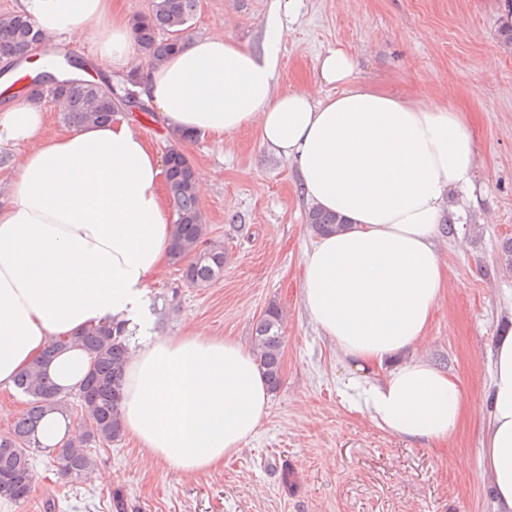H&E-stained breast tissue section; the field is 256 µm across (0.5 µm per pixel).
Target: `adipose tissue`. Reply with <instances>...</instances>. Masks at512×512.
<instances>
[{
  "label": "adipose tissue",
  "instance_id": "obj_1",
  "mask_svg": "<svg viewBox=\"0 0 512 512\" xmlns=\"http://www.w3.org/2000/svg\"><path fill=\"white\" fill-rule=\"evenodd\" d=\"M18 11L50 37L93 39L112 72H129L138 47L112 0H18ZM283 37L268 24L257 51L221 33H184L134 90L175 138L254 128L295 167L305 202L343 218L304 253V310L356 370L348 385L378 426L446 445L466 415L464 394L416 348L446 289L438 236L451 192L475 175V134L439 98L359 82L342 48L319 59L310 87L276 92ZM47 123L40 100L0 107V146L13 151L0 197V388L55 340L120 324L131 349L122 428L144 463L187 474L222 465L255 434L271 390L239 340L155 330L149 285L170 257L176 219L159 154L121 113L54 136ZM492 364L481 457L494 512H512V331L495 340ZM88 365L74 346L46 372L67 392Z\"/></svg>",
  "mask_w": 512,
  "mask_h": 512
}]
</instances>
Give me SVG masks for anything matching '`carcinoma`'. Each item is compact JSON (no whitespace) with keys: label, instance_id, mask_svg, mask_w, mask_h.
Listing matches in <instances>:
<instances>
[{"label":"carcinoma","instance_id":"carcinoma-1","mask_svg":"<svg viewBox=\"0 0 512 512\" xmlns=\"http://www.w3.org/2000/svg\"><path fill=\"white\" fill-rule=\"evenodd\" d=\"M197 3L198 0H153L146 14L133 19L132 28L145 65L157 64L175 51L193 19ZM41 38L42 34L26 16L20 13L0 16V58H17ZM54 93L62 119L70 126L112 119L109 106L112 84L104 77L93 84L80 78L62 79ZM167 151L172 163L167 189L176 213L170 260L179 267L188 285L204 287L224 274V243L203 240L205 224L196 193L194 167L179 142L168 144ZM306 221L318 234L343 224L341 218L319 209L309 211ZM80 341L90 367L83 382L70 395L80 407L82 430L76 439L59 449L57 456L60 473L73 479L84 478L95 468L96 458L91 449L122 439L119 410L123 365L130 354L124 329L112 323L86 329ZM251 342L258 365L274 392L282 384L284 343L277 305L267 307L255 326ZM66 345V340H57L14 379L15 388L27 398V407L16 418L9 434L0 436V500L17 504L30 497L32 452L42 447L38 426L47 412L68 409L67 394L44 371L46 362Z\"/></svg>","mask_w":512,"mask_h":512}]
</instances>
